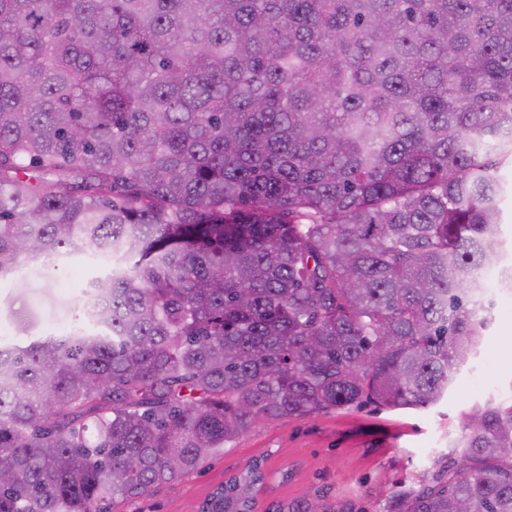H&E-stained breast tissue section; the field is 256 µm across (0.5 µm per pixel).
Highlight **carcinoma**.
Listing matches in <instances>:
<instances>
[{
    "label": "carcinoma",
    "mask_w": 512,
    "mask_h": 512,
    "mask_svg": "<svg viewBox=\"0 0 512 512\" xmlns=\"http://www.w3.org/2000/svg\"><path fill=\"white\" fill-rule=\"evenodd\" d=\"M512 0H0V278L96 325L0 348V512H111L259 417L426 408L479 353ZM386 512H512V403ZM247 464L199 512H256Z\"/></svg>",
    "instance_id": "1"
}]
</instances>
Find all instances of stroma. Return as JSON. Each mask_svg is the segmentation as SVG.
I'll use <instances>...</instances> for the list:
<instances>
[{
    "label": "stroma",
    "instance_id": "1",
    "mask_svg": "<svg viewBox=\"0 0 512 512\" xmlns=\"http://www.w3.org/2000/svg\"><path fill=\"white\" fill-rule=\"evenodd\" d=\"M101 263L73 259L64 273L31 265L0 280V337L14 344L58 333L78 313L81 285ZM494 317L478 357L456 374L445 398L424 409L367 403L307 418H261L222 456L181 480L154 486L124 512H197L202 501L248 462L272 476L260 512L283 503L313 512H385L392 493L415 486L447 462L466 415L512 399V291H491Z\"/></svg>",
    "mask_w": 512,
    "mask_h": 512
}]
</instances>
